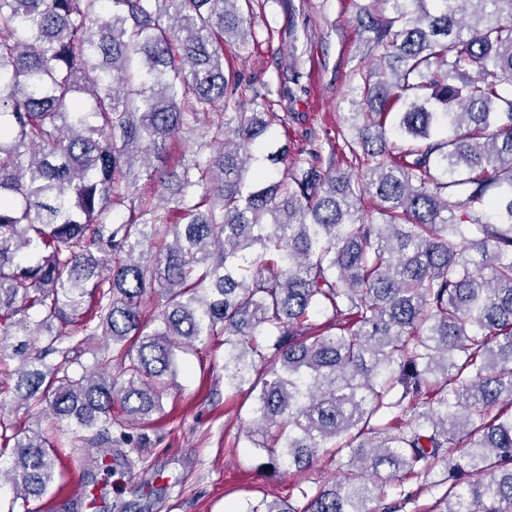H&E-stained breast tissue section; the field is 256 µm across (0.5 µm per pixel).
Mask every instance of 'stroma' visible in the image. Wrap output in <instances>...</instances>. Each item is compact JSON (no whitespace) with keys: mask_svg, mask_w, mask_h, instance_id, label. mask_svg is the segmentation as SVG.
Listing matches in <instances>:
<instances>
[{"mask_svg":"<svg viewBox=\"0 0 512 512\" xmlns=\"http://www.w3.org/2000/svg\"><path fill=\"white\" fill-rule=\"evenodd\" d=\"M391 12L390 0H254L253 38L225 54L224 63L242 81L272 91L273 145L287 162L273 173L293 174V160L311 130L335 136L350 113L361 111L360 72L377 52L358 33L362 10ZM310 72L308 93H278L287 63ZM177 370L153 423L133 429L146 436L139 448L120 445L107 471L93 468L74 433L54 434L59 443L56 478L41 512H87L76 487L93 488L98 512H240L246 501L287 498L294 484L315 486L332 478L336 463L320 455L304 474L275 472L242 436L252 401L224 391V354L204 347L177 355Z\"/></svg>","mask_w":512,"mask_h":512,"instance_id":"stroma-1","label":"stroma"}]
</instances>
